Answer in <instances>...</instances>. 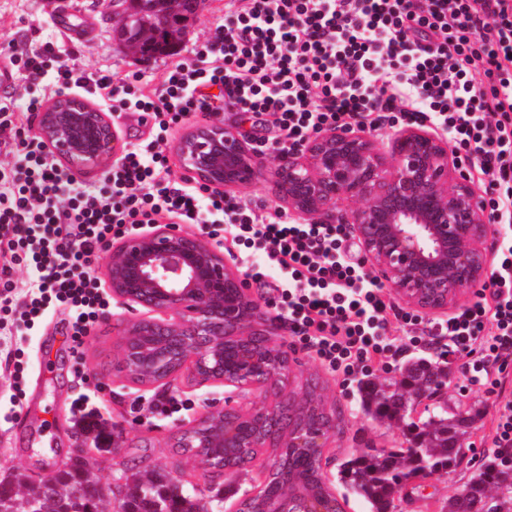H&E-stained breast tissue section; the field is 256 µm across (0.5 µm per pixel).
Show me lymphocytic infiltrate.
I'll use <instances>...</instances> for the list:
<instances>
[{"label":"lymphocytic infiltrate","mask_w":512,"mask_h":512,"mask_svg":"<svg viewBox=\"0 0 512 512\" xmlns=\"http://www.w3.org/2000/svg\"><path fill=\"white\" fill-rule=\"evenodd\" d=\"M30 96L0 97L13 162L0 173V280L32 270V292L13 311L33 327L49 305L68 308L81 345L109 296L91 266L111 241L165 220L224 227L233 243L264 252L286 281L266 290L297 336L329 370L355 380L392 348V313L348 248L346 224H300L264 213L196 180L175 179L163 143L185 120L243 114L271 130L259 149L288 153L317 132L355 125L432 122L483 175L495 219L512 223V0H230L224 22L191 56L147 87L140 76L59 63L53 43L4 48ZM84 91L116 112H135L148 136L125 149L97 184L68 175L25 121L47 97ZM488 295L438 323L432 343L462 358L470 386L495 395L492 451L512 464V239L500 247Z\"/></svg>","instance_id":"1"}]
</instances>
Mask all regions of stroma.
I'll return each instance as SVG.
<instances>
[{
  "label": "stroma",
  "mask_w": 512,
  "mask_h": 512,
  "mask_svg": "<svg viewBox=\"0 0 512 512\" xmlns=\"http://www.w3.org/2000/svg\"><path fill=\"white\" fill-rule=\"evenodd\" d=\"M228 2L203 0L188 25L179 57L190 56L212 35L224 20ZM62 4L72 12V31L68 34L53 23ZM116 23L112 0H0V46L20 36L35 47L58 41L62 44L61 57L68 63L107 69L119 78L137 71L144 81L157 84L170 57L137 61L116 38ZM143 316L141 308L111 302L83 345L77 347L68 334V309L49 308L30 329L14 325L12 313H0V476L21 471L36 480L51 473L77 446V423L82 413L94 412L118 444L113 453L90 449L89 461L96 471L110 474L119 462L141 472L155 469L166 473L172 483L197 488L203 504L220 503L226 512H232L237 499L263 482L273 463L271 451H261L249 468L228 480L203 472L187 454L177 452L175 441L178 431L193 424L206 410L229 403L246 407L252 398L230 387L201 384L183 376L159 387L124 378L116 370L117 341L127 324ZM415 317L412 326L389 325L387 336L408 340L409 347L399 356L373 364L370 379L400 380L408 361L426 359L448 370L450 381L441 399L449 412L469 413L474 421L464 442L467 453L458 465L404 483L389 512H448L449 498L464 489L472 472L492 454L495 398L468 385L460 360L420 344V336L446 320V313L419 311ZM281 341L293 360L297 390L314 385L335 419V437L322 453V472L333 489L341 487V463L356 450L408 447L409 433L404 424L378 422L362 412L358 382L343 380L327 369L293 336H282ZM80 396L85 402L79 407L75 400ZM171 396L181 402L178 412L157 408L158 399Z\"/></svg>",
  "instance_id": "1"
}]
</instances>
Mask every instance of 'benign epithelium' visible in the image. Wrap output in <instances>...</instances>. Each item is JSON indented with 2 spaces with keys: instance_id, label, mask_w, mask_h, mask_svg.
Returning a JSON list of instances; mask_svg holds the SVG:
<instances>
[{
  "instance_id": "7a95c632",
  "label": "benign epithelium",
  "mask_w": 512,
  "mask_h": 512,
  "mask_svg": "<svg viewBox=\"0 0 512 512\" xmlns=\"http://www.w3.org/2000/svg\"><path fill=\"white\" fill-rule=\"evenodd\" d=\"M36 136L61 158L100 168L110 163L100 145L115 133L108 113L61 97L41 113ZM177 151L193 178L218 190L228 192L262 173L264 156L220 123L187 129ZM273 177L274 197L290 214L310 224L351 225L387 286L426 313L458 304L489 280L487 241L497 229L474 174L435 133L405 125L383 153L361 128L323 129L277 159ZM341 200L354 208L341 212ZM107 270L113 298L148 313L117 344L120 371L131 381L165 384L185 374L260 393L249 407L206 412L180 432L179 447L198 448L192 459L200 469L233 477L238 448L329 447L334 419L321 399L295 390L292 361L273 341L282 320L265 318L245 279L224 262L219 244L157 226L113 247ZM271 390L277 393L272 404ZM69 465L94 478L106 512L118 491L123 503L117 512H139L125 467L104 476L82 454ZM38 486V496L22 491L21 498L0 502V512H53L63 494L81 495L79 488L48 478ZM243 501L260 503L253 512H335L328 498L307 494L296 483L281 484L272 494L264 484Z\"/></svg>"
}]
</instances>
